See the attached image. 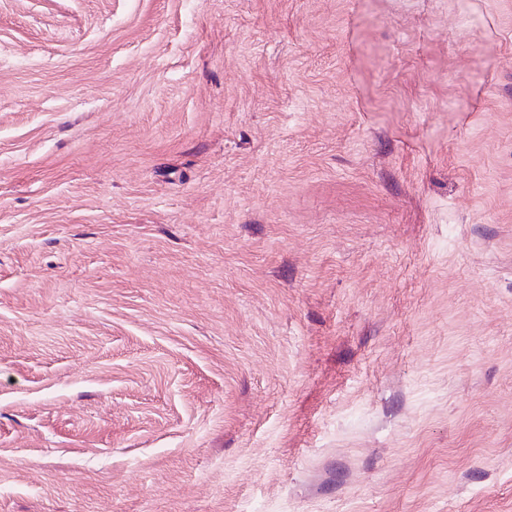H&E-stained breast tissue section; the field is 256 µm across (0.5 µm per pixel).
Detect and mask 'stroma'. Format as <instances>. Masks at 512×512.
Returning a JSON list of instances; mask_svg holds the SVG:
<instances>
[{
    "label": "stroma",
    "mask_w": 512,
    "mask_h": 512,
    "mask_svg": "<svg viewBox=\"0 0 512 512\" xmlns=\"http://www.w3.org/2000/svg\"><path fill=\"white\" fill-rule=\"evenodd\" d=\"M0 512H512V0H0Z\"/></svg>",
    "instance_id": "obj_1"
}]
</instances>
